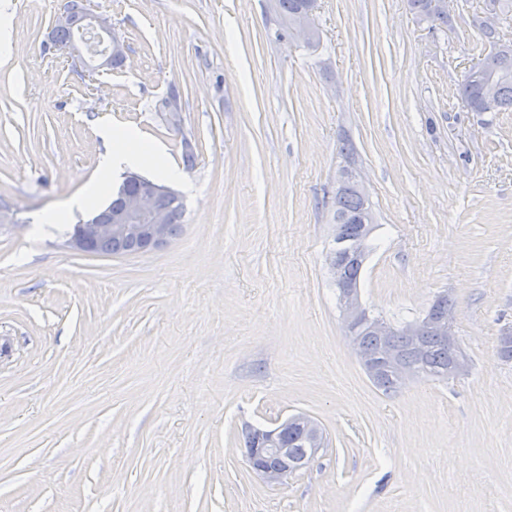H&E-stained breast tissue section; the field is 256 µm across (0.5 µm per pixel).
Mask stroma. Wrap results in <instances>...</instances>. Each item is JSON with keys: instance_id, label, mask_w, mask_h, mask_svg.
Segmentation results:
<instances>
[{"instance_id": "stroma-1", "label": "stroma", "mask_w": 512, "mask_h": 512, "mask_svg": "<svg viewBox=\"0 0 512 512\" xmlns=\"http://www.w3.org/2000/svg\"><path fill=\"white\" fill-rule=\"evenodd\" d=\"M7 4L0 512H512V112L458 94L512 10L451 0L433 30L408 0H317L310 48L276 39L272 0H94L125 62L91 79L52 42L66 0ZM107 125L182 175L160 249L65 244L69 202L122 181L99 179ZM345 140L377 224L363 303L399 323L447 295L468 374L386 395L346 338L326 261ZM300 412L329 444L269 485L243 434Z\"/></svg>"}]
</instances>
